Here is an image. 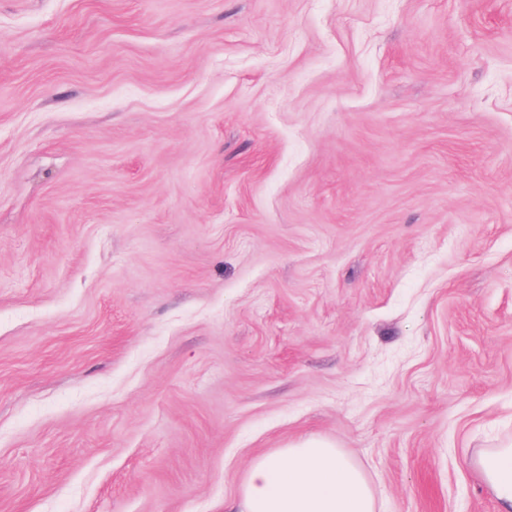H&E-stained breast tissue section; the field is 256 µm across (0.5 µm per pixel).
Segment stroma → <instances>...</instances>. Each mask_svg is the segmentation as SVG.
<instances>
[{
  "instance_id": "35a3bbf8",
  "label": "stroma",
  "mask_w": 512,
  "mask_h": 512,
  "mask_svg": "<svg viewBox=\"0 0 512 512\" xmlns=\"http://www.w3.org/2000/svg\"><path fill=\"white\" fill-rule=\"evenodd\" d=\"M309 434L497 512L512 0H0V512H230ZM478 469L491 492L497 512L512 511V442H504L495 448H483L465 460Z\"/></svg>"
}]
</instances>
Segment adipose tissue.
Here are the masks:
<instances>
[{
    "label": "adipose tissue",
    "instance_id": "adipose-tissue-1",
    "mask_svg": "<svg viewBox=\"0 0 512 512\" xmlns=\"http://www.w3.org/2000/svg\"><path fill=\"white\" fill-rule=\"evenodd\" d=\"M498 512H512V442L468 458ZM233 512H377L374 488L360 464L334 442L310 435L252 460Z\"/></svg>",
    "mask_w": 512,
    "mask_h": 512
}]
</instances>
